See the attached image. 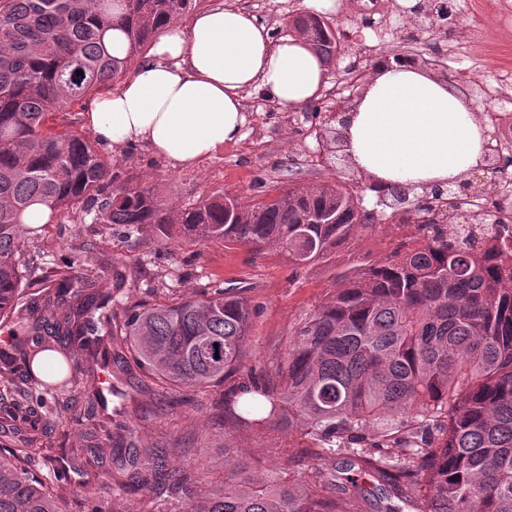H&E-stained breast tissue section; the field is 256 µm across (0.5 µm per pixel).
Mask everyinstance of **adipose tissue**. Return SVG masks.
I'll list each match as a JSON object with an SVG mask.
<instances>
[{
	"label": "adipose tissue",
	"mask_w": 512,
	"mask_h": 512,
	"mask_svg": "<svg viewBox=\"0 0 512 512\" xmlns=\"http://www.w3.org/2000/svg\"><path fill=\"white\" fill-rule=\"evenodd\" d=\"M327 81L305 38L275 36L213 0L158 31L132 74L96 98L88 126L114 154L140 145L176 169L242 139L246 96L288 111L318 100ZM339 130L351 167L377 194L401 183L461 181L481 166L489 141L462 91L388 56L374 64Z\"/></svg>",
	"instance_id": "1"
}]
</instances>
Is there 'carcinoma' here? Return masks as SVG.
Wrapping results in <instances>:
<instances>
[{
    "label": "carcinoma",
    "mask_w": 512,
    "mask_h": 512,
    "mask_svg": "<svg viewBox=\"0 0 512 512\" xmlns=\"http://www.w3.org/2000/svg\"><path fill=\"white\" fill-rule=\"evenodd\" d=\"M201 0H0V321L12 324L0 348V512H63L53 487L50 435L69 419L84 427V447L68 450L85 477L75 512H98L90 477L139 496L141 512H364L359 475L398 500L386 512H512V230L478 239L486 213L471 214L464 234L448 211L466 205L431 201L415 211L413 245L379 266L343 275L321 305L293 327L284 349L258 371L245 340L255 308L246 285H213L171 302L132 303L127 280L112 291L78 277L61 258L36 274L31 251L45 225L26 226L34 204L47 223L79 210L81 219L122 237L150 235L165 248L218 240L262 251L279 246L295 266L327 257L374 213L353 204L343 185L290 188L226 207L211 195L173 206L131 176L115 184L96 146L48 125L87 97L121 80L158 30ZM125 36L124 55L107 35ZM326 65L338 38L298 18ZM81 74H76V71ZM122 336L128 353H114ZM99 361L112 377V416L97 372L75 357ZM188 389L209 396L218 426L298 430L304 448L281 449L300 481H254L238 461L222 480L205 469L176 471L188 449L160 436L146 443L128 405L135 394ZM20 439V444L13 441ZM345 455L341 466L333 459ZM43 465L48 472L37 474ZM344 490L331 495L338 475Z\"/></svg>",
    "instance_id": "carcinoma-1"
}]
</instances>
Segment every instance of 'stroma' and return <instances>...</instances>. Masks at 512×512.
Listing matches in <instances>:
<instances>
[{"label":"stroma","instance_id":"1","mask_svg":"<svg viewBox=\"0 0 512 512\" xmlns=\"http://www.w3.org/2000/svg\"><path fill=\"white\" fill-rule=\"evenodd\" d=\"M229 2L279 32L290 30L293 18L305 10L303 0ZM360 2L336 0L335 10L324 15L341 33L339 67L356 61L367 76L382 56L415 55L447 72L453 85L470 93L482 116L495 112L488 93L501 75L512 73V21H504L496 9L479 7V0H447V18L432 17L419 25L398 0H386L390 23L385 43L378 45L370 38L378 18L361 11ZM331 110L329 101H319L317 116L308 118L303 110L283 112L250 96L245 100L242 140L195 165L171 168L140 146L112 159L113 171L139 177L174 205L215 193L246 201L298 186L362 187L364 205L376 209L377 218L328 257L297 267L289 263L287 252L273 247L256 253L247 246L228 249L220 242H199L172 251L142 236H117L104 225L67 217L46 228L37 264L75 256L76 274L94 278L98 287L107 289L113 272H121L136 301L167 302L172 295L184 296L212 282H246L257 309L246 339L248 360L257 368L267 366L302 315L333 292L338 274L387 261L416 232L414 224L404 223L392 209L376 207L365 179L356 171L338 163L333 154L321 153L314 130L333 131ZM138 402L143 439L167 435L188 447V454L172 460L180 470L208 467L219 474L225 458L231 457L248 463L256 476H279L283 473L280 449L301 447L294 431L215 429L207 401L199 394L191 403L164 412L152 394H139Z\"/></svg>","mask_w":512,"mask_h":512}]
</instances>
